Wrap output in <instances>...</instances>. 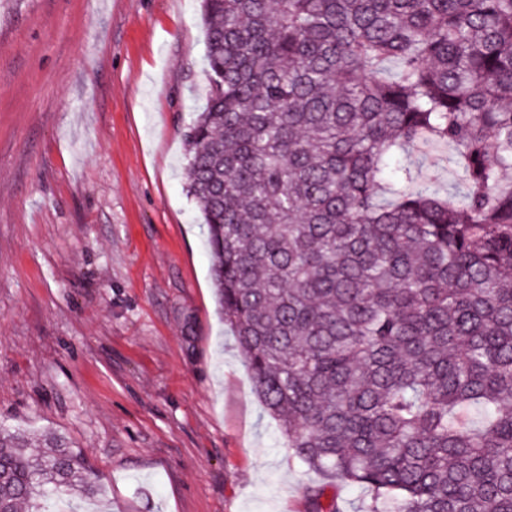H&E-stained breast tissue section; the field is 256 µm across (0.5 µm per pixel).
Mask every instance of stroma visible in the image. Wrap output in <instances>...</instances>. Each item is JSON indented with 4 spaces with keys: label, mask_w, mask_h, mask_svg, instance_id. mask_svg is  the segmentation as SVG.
Instances as JSON below:
<instances>
[{
    "label": "stroma",
    "mask_w": 512,
    "mask_h": 512,
    "mask_svg": "<svg viewBox=\"0 0 512 512\" xmlns=\"http://www.w3.org/2000/svg\"><path fill=\"white\" fill-rule=\"evenodd\" d=\"M200 0H0V429L99 479L75 512H306L218 312L187 126Z\"/></svg>",
    "instance_id": "35a3bbf8"
}]
</instances>
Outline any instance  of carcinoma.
I'll return each mask as SVG.
<instances>
[{
    "label": "carcinoma",
    "instance_id": "1",
    "mask_svg": "<svg viewBox=\"0 0 512 512\" xmlns=\"http://www.w3.org/2000/svg\"><path fill=\"white\" fill-rule=\"evenodd\" d=\"M202 2L185 188L292 458L363 512H512V0ZM29 442L0 432L3 512L99 491ZM426 157H423L422 170L423 175L427 178H440L445 188L448 184H452L453 190H462V184L455 177L445 170V162L441 159V155L435 152H426Z\"/></svg>",
    "mask_w": 512,
    "mask_h": 512
}]
</instances>
